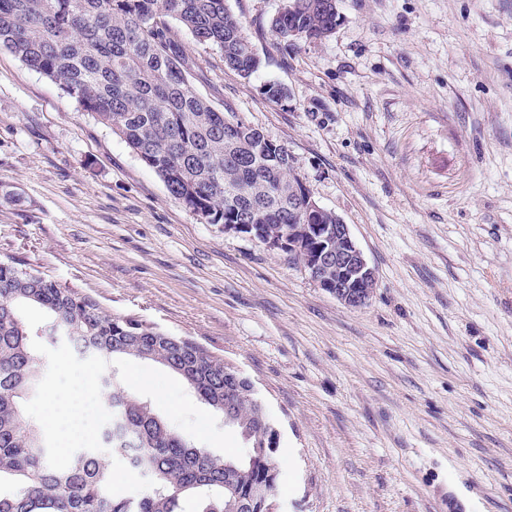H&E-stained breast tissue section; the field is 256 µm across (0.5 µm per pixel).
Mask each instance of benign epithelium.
Segmentation results:
<instances>
[{"mask_svg": "<svg viewBox=\"0 0 512 512\" xmlns=\"http://www.w3.org/2000/svg\"><path fill=\"white\" fill-rule=\"evenodd\" d=\"M324 212L313 198H307L301 223L288 225V232L266 239L263 245L271 251L288 250L318 287L344 305L359 308L375 288V270L341 218L334 224L316 223Z\"/></svg>", "mask_w": 512, "mask_h": 512, "instance_id": "benign-epithelium-1", "label": "benign epithelium"}]
</instances>
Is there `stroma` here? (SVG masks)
Returning <instances> with one entry per match:
<instances>
[{
	"label": "stroma",
	"mask_w": 512,
	"mask_h": 512,
	"mask_svg": "<svg viewBox=\"0 0 512 512\" xmlns=\"http://www.w3.org/2000/svg\"><path fill=\"white\" fill-rule=\"evenodd\" d=\"M226 0L250 78L179 25L197 91L286 144L377 286L351 309L205 224L110 129L0 51V255L190 337L281 432L280 512H512V0H342L290 46ZM288 90L269 101L266 83Z\"/></svg>",
	"instance_id": "35a3bbf8"
}]
</instances>
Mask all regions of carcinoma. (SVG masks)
Segmentation results:
<instances>
[{"mask_svg":"<svg viewBox=\"0 0 512 512\" xmlns=\"http://www.w3.org/2000/svg\"><path fill=\"white\" fill-rule=\"evenodd\" d=\"M339 0H282L272 31L291 43L326 38L341 15ZM200 43L217 47L244 78L261 59L225 0H0V49L55 82L85 112L120 135L206 224H253L264 233L295 223L304 199L288 147L216 111L189 79L168 36V20ZM46 314L35 328L21 314ZM63 341L84 358L133 356L159 363L218 412L236 402L232 425L244 457L190 444L151 404L101 377L105 450H80L64 470L48 465L43 430L24 410L46 361L33 340ZM224 358L184 336L114 314L93 297L59 284L38 267L0 255V512H181L200 496L199 512H264L279 487L278 425L253 417L249 383L224 374ZM138 471L147 488L133 497L112 488V462Z\"/></svg>","mask_w":512,"mask_h":512,"instance_id":"cac0c4a2","label":"carcinoma"}]
</instances>
